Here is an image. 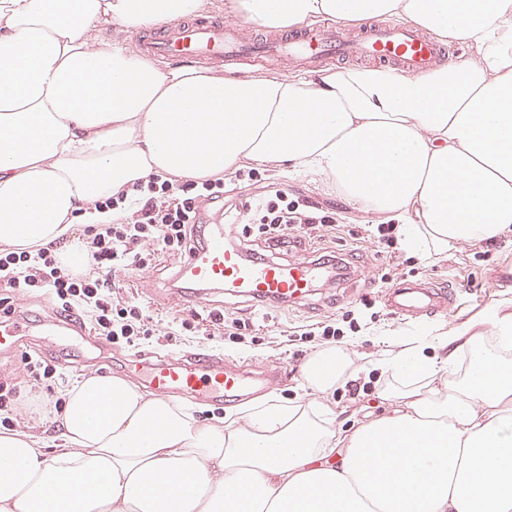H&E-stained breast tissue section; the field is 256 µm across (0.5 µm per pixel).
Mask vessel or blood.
<instances>
[{
  "mask_svg": "<svg viewBox=\"0 0 512 512\" xmlns=\"http://www.w3.org/2000/svg\"><path fill=\"white\" fill-rule=\"evenodd\" d=\"M135 50L171 61H207L232 66L244 61L292 67L327 61L368 58L419 71L443 61L447 50L410 24L372 22L356 30L326 24L294 34L248 35L239 25L205 15L176 20L148 38L136 39ZM319 262L298 257L288 261L248 257L230 244L223 224L208 225L200 247L190 251L174 273L172 303L194 309L209 304L212 294L243 295L263 305H298L308 300L322 276ZM380 297L396 315L418 319L447 311L453 300L446 287L404 283ZM29 336L62 338L75 347L95 344L85 327L53 317L38 324L16 323L0 329V353L13 354ZM156 396L171 400L223 403L242 401L278 380L269 368L245 366L218 354L141 360L128 368Z\"/></svg>",
  "mask_w": 512,
  "mask_h": 512,
  "instance_id": "1",
  "label": "vessel or blood"
}]
</instances>
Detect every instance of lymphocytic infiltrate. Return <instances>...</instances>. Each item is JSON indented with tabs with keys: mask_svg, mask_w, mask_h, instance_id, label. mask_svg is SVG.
<instances>
[{
	"mask_svg": "<svg viewBox=\"0 0 512 512\" xmlns=\"http://www.w3.org/2000/svg\"><path fill=\"white\" fill-rule=\"evenodd\" d=\"M223 206V178L176 182L152 174L135 183L130 194L96 201V209L111 210L114 218L85 226L79 238L85 269L65 265L63 248L53 241L32 252L0 249V278L17 293L50 290L58 313L89 317L95 334L107 343L135 346L148 336L167 340L170 331L145 307L121 297L120 276L152 272L161 252L186 255L201 242L202 212ZM335 222L334 213L319 204L278 190L250 204L241 234L262 237L277 250L287 247L291 232L319 240Z\"/></svg>",
	"mask_w": 512,
	"mask_h": 512,
	"instance_id": "f902f5d3",
	"label": "lymphocytic infiltrate"
}]
</instances>
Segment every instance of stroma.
Listing matches in <instances>:
<instances>
[{
  "instance_id": "35a3bbf8",
  "label": "stroma",
  "mask_w": 512,
  "mask_h": 512,
  "mask_svg": "<svg viewBox=\"0 0 512 512\" xmlns=\"http://www.w3.org/2000/svg\"><path fill=\"white\" fill-rule=\"evenodd\" d=\"M255 171L262 181L287 191L293 197H307L336 214L337 228L319 241L300 239L289 248L287 256L318 257L322 250L336 255L353 256L362 272L335 281L334 285L316 288L310 306H293L287 309L261 306L243 297L224 300L226 310L234 317L250 323L244 339L238 340L201 331L187 336L173 337L165 345L145 344L135 348L113 346L114 355L136 359L142 356H166L182 352L218 350L225 357L249 366H274L281 373L277 384L270 389V396L285 403L309 401L302 367L319 347L321 337L311 341L280 343L281 331H295L322 321H333L339 328L337 347L350 354L360 371L356 377L361 389L349 393L344 384H337L323 402L335 414V429L350 428L364 418H376L388 410L383 397L390 385L389 374L367 369L369 360L383 353V340L403 344L411 337L435 330L445 332L460 320L473 319L492 304L512 299V288H495L491 285L494 268L504 262H512V234L495 241H472L457 249L429 258L408 254L403 248L391 249L379 242L376 227L378 218L373 213L355 209L343 199L339 190L328 180L307 172H291L274 166H262ZM166 265L163 273H151L155 290L147 292L140 276L127 273L122 278V295L148 309L160 325L178 323L183 317L182 308L167 303L163 292L171 277L169 269L175 261L161 256ZM396 265L397 274L390 278V286L405 281L443 282L452 289L457 302L447 313L423 317L417 324H404L392 314L378 298L383 284L377 275L387 265Z\"/></svg>"
}]
</instances>
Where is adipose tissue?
Masks as SVG:
<instances>
[{
  "mask_svg": "<svg viewBox=\"0 0 512 512\" xmlns=\"http://www.w3.org/2000/svg\"><path fill=\"white\" fill-rule=\"evenodd\" d=\"M230 7L274 29L397 17L469 52L422 72L163 69L97 33L150 32L204 0H0V248L110 223L95 201L149 174L246 163L330 180L422 257L512 232V0ZM416 342L378 361L396 380L388 413L346 433L320 401L348 369L339 348L302 368L315 400L272 398L210 425L87 376L66 391L65 447L0 433V512H512V313L495 304Z\"/></svg>",
  "mask_w": 512,
  "mask_h": 512,
  "instance_id": "1",
  "label": "adipose tissue"
}]
</instances>
